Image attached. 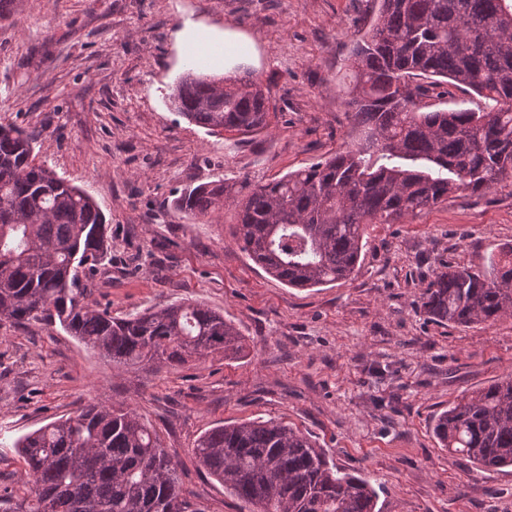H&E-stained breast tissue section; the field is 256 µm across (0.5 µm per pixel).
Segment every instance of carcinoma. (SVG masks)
Instances as JSON below:
<instances>
[{
	"label": "carcinoma",
	"mask_w": 512,
	"mask_h": 512,
	"mask_svg": "<svg viewBox=\"0 0 512 512\" xmlns=\"http://www.w3.org/2000/svg\"><path fill=\"white\" fill-rule=\"evenodd\" d=\"M339 88L361 136L345 150L248 189L220 178L183 190L176 216L202 220L239 208L235 237L268 275L293 288L348 278L369 224H392L457 192L484 193L512 177V0H378ZM448 85L476 109H434ZM211 134L268 128L269 97L244 76L229 83L188 70L170 94ZM35 140L0 124V325L59 323L116 366L174 368L243 353L245 337L205 305L178 302L114 317L85 303L79 268L111 248L93 199L35 162ZM423 312L470 328L512 315V246L483 272L435 273ZM442 447L491 471L512 466V375L440 413ZM15 447L27 494L0 495L4 512H205L183 495L156 431L109 401L44 424ZM192 453L248 512H375L371 482L330 461L310 436L256 418L204 432Z\"/></svg>",
	"instance_id": "carcinoma-1"
}]
</instances>
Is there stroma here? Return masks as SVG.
Instances as JSON below:
<instances>
[{"label": "stroma", "instance_id": "obj_1", "mask_svg": "<svg viewBox=\"0 0 512 512\" xmlns=\"http://www.w3.org/2000/svg\"><path fill=\"white\" fill-rule=\"evenodd\" d=\"M376 0H0V123L36 138L37 162L99 206L112 248L80 277L115 316L173 302L221 312L247 340L177 369H119L60 326L0 327V491L22 494L15 441L99 400L159 434L188 499L240 512L192 453L205 431L278 418L367 477L379 512H512V467L482 472L433 435L437 415L512 373V316L469 329L421 309L435 271L488 269L512 245V182L462 192L367 230L349 279L291 288L236 243V211L175 218L189 185L266 182L359 136L337 93ZM199 23L250 39L243 60L269 91V128L209 135L169 95L186 69L176 34Z\"/></svg>", "mask_w": 512, "mask_h": 512}]
</instances>
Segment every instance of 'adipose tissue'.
I'll list each match as a JSON object with an SVG mask.
<instances>
[{
    "instance_id": "adipose-tissue-1",
    "label": "adipose tissue",
    "mask_w": 512,
    "mask_h": 512,
    "mask_svg": "<svg viewBox=\"0 0 512 512\" xmlns=\"http://www.w3.org/2000/svg\"><path fill=\"white\" fill-rule=\"evenodd\" d=\"M182 52H190L200 57L205 66L221 68L233 59L251 52L252 44L232 33L220 34L191 23L185 24L177 35Z\"/></svg>"
}]
</instances>
